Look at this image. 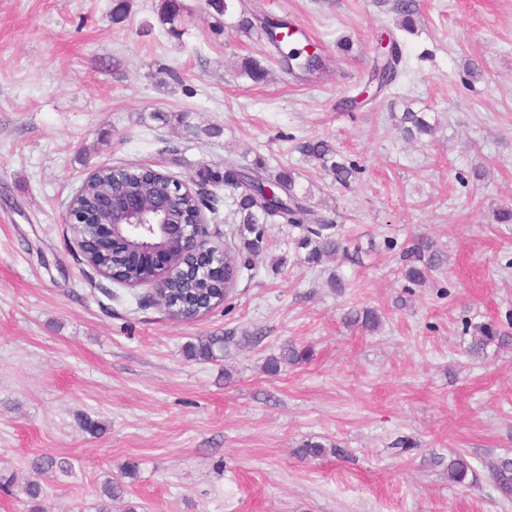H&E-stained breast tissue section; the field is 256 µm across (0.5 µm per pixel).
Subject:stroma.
I'll list each match as a JSON object with an SVG mask.
<instances>
[{
    "mask_svg": "<svg viewBox=\"0 0 512 512\" xmlns=\"http://www.w3.org/2000/svg\"><path fill=\"white\" fill-rule=\"evenodd\" d=\"M161 3L0 0V474L69 459L51 512H96L108 478L125 484L113 512H512L491 474L512 458V224L492 217L512 206V0H417L411 34L382 0H256L316 34L333 60L317 79L238 13L173 0L171 30ZM393 38L396 85L345 107ZM252 58L262 81L238 73ZM408 108L438 117L434 138H403ZM317 138L357 165L348 188L298 152ZM259 156L293 166L358 262L305 264L301 229L259 225L232 295L194 321L83 263L66 215L91 167L189 185ZM208 199L216 243L242 244L231 189ZM416 235L443 256L422 285L399 274ZM353 306L380 327H348ZM485 326L496 342L471 353ZM206 336L217 359L187 358ZM289 342L309 360L268 373ZM307 442L347 455L300 457ZM452 448L470 484L449 482Z\"/></svg>",
    "mask_w": 512,
    "mask_h": 512,
    "instance_id": "1",
    "label": "stroma"
}]
</instances>
